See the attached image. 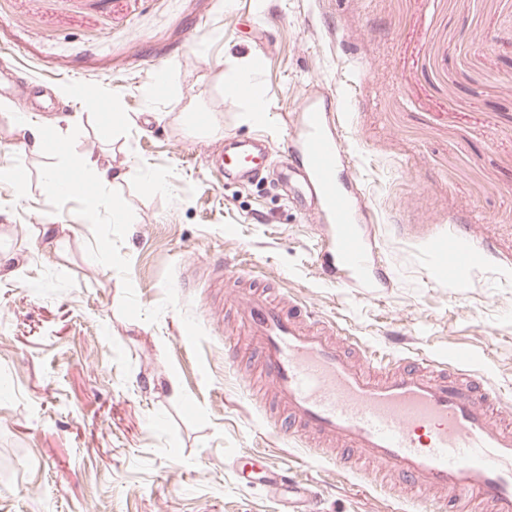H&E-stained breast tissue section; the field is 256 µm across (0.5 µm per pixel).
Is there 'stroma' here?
I'll list each match as a JSON object with an SVG mask.
<instances>
[{"mask_svg":"<svg viewBox=\"0 0 512 512\" xmlns=\"http://www.w3.org/2000/svg\"><path fill=\"white\" fill-rule=\"evenodd\" d=\"M258 66L271 120L224 92L230 59ZM52 78L35 99L15 60ZM169 84L155 86V68ZM512 0H0V251L22 266L0 279V512H281L260 457L320 492L319 512H416L410 496L309 457L265 429L245 386L256 364L226 303L191 271L217 259L252 287L276 282L359 343L391 333L415 351L469 353L512 390ZM342 104L355 172L396 282L365 299L322 281L319 231L274 177L224 179L209 155L225 137L280 149L302 99ZM118 110L126 126L102 137ZM52 128L71 155L32 152ZM220 136L189 134L186 114ZM121 172L107 212L56 195L49 168L82 155ZM22 168L24 185L7 170ZM162 181L148 194L145 179ZM491 237L458 284L434 277L439 225ZM54 226L62 244L42 233ZM238 359L226 364L224 351Z\"/></svg>","mask_w":512,"mask_h":512,"instance_id":"35a3bbf8","label":"stroma"}]
</instances>
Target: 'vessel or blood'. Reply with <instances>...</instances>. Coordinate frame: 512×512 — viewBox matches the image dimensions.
<instances>
[{
    "instance_id": "obj_1",
    "label": "vessel or blood",
    "mask_w": 512,
    "mask_h": 512,
    "mask_svg": "<svg viewBox=\"0 0 512 512\" xmlns=\"http://www.w3.org/2000/svg\"><path fill=\"white\" fill-rule=\"evenodd\" d=\"M335 101L312 95L298 111L294 131L279 154L265 140L225 139L216 167L224 178L249 182L273 169L292 188L297 204L312 210L322 234L317 243L321 277L377 299L393 286L382 247L368 225L370 206L349 171L345 131ZM436 275L457 283L493 244L459 224L443 228ZM237 319L247 328L268 401L282 406L280 424L267 413L265 428L308 446L343 448L338 465L369 477L398 478L419 499L436 492L438 512H512V399L476 373L466 352L441 361L414 352L383 369L378 351L362 348L340 326L307 304L254 288L232 294ZM275 480L302 491L311 484L272 468Z\"/></svg>"
}]
</instances>
